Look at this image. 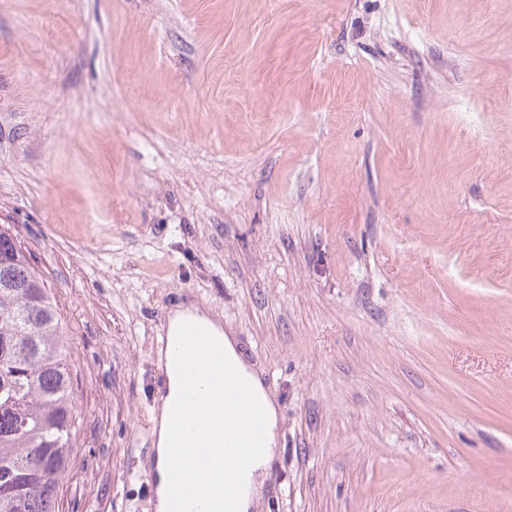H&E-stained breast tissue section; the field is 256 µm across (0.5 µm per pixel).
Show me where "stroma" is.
Wrapping results in <instances>:
<instances>
[{
    "mask_svg": "<svg viewBox=\"0 0 512 512\" xmlns=\"http://www.w3.org/2000/svg\"><path fill=\"white\" fill-rule=\"evenodd\" d=\"M77 376L64 508L155 512V338L280 405L256 512H512V0H0V225Z\"/></svg>",
    "mask_w": 512,
    "mask_h": 512,
    "instance_id": "35a3bbf8",
    "label": "stroma"
}]
</instances>
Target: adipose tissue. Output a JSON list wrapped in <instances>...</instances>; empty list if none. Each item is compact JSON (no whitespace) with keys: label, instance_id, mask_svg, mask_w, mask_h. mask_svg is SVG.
<instances>
[{"label":"adipose tissue","instance_id":"adipose-tissue-1","mask_svg":"<svg viewBox=\"0 0 512 512\" xmlns=\"http://www.w3.org/2000/svg\"><path fill=\"white\" fill-rule=\"evenodd\" d=\"M191 324L200 325L210 333L214 344L212 351L197 352L190 339L184 336V328ZM167 332L172 341L183 344L186 355L181 362L167 363L162 405L153 417L156 512H169L174 489L171 480L173 463L168 448L172 408L176 405L184 408L186 416L182 429L190 439H199L209 404L225 397L224 391L214 388L211 380L214 366L218 363L228 373L238 376L257 400L256 416L260 432L243 457L229 468L203 469L201 460L195 455L185 458L183 464L200 470V479L204 482L228 478L229 489L235 495L237 512H252L279 453L278 405L269 394L261 373L243 353L235 336L225 331L220 313L192 302L177 304L169 312Z\"/></svg>","mask_w":512,"mask_h":512}]
</instances>
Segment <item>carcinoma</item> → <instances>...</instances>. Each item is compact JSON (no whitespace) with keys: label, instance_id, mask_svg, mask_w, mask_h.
Here are the masks:
<instances>
[{"label":"carcinoma","instance_id":"cac0c4a2","mask_svg":"<svg viewBox=\"0 0 512 512\" xmlns=\"http://www.w3.org/2000/svg\"><path fill=\"white\" fill-rule=\"evenodd\" d=\"M73 377L45 279L0 227V512H60L74 464Z\"/></svg>","mask_w":512,"mask_h":512}]
</instances>
